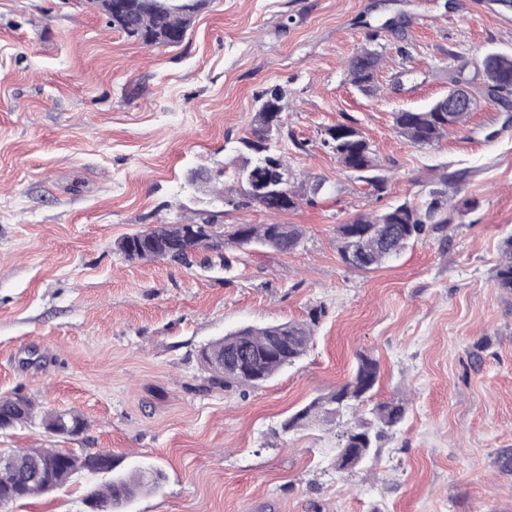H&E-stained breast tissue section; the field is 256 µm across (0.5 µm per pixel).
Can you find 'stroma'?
I'll use <instances>...</instances> for the list:
<instances>
[{
  "mask_svg": "<svg viewBox=\"0 0 512 512\" xmlns=\"http://www.w3.org/2000/svg\"><path fill=\"white\" fill-rule=\"evenodd\" d=\"M366 45L382 56L374 97L348 80ZM490 50L512 52L502 0H209L177 47L128 39L87 0H0V396L88 422L54 437L36 419L1 433L0 448L106 451L117 470H161L162 486L126 512H512V293L495 280L512 237V96L479 99L432 148L393 129L394 112L445 94L455 72L481 87ZM274 85L288 101L277 146L306 196L275 219L205 184ZM349 118L382 189L322 145ZM444 166L468 173L449 223L375 270L342 262L338 224L424 202ZM199 213L304 237L228 271L209 250L181 265L116 248ZM316 308L295 365L254 390L209 383L205 343ZM363 355L380 368L372 403L403 399L406 415L376 456L339 471L354 410L284 424ZM110 479L81 471L10 512H90L87 490Z\"/></svg>",
  "mask_w": 512,
  "mask_h": 512,
  "instance_id": "stroma-1",
  "label": "stroma"
}]
</instances>
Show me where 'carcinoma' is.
<instances>
[{"label":"carcinoma","instance_id":"cac0c4a2","mask_svg":"<svg viewBox=\"0 0 512 512\" xmlns=\"http://www.w3.org/2000/svg\"><path fill=\"white\" fill-rule=\"evenodd\" d=\"M209 0H123L122 8L112 14V27L123 32L127 38L146 47L182 45L200 12ZM364 55L371 58L369 64L354 59L349 64L351 82L364 94L373 96L379 92L376 73L381 56L373 51ZM484 92L491 99L505 98L512 94V79L495 85H487ZM285 93L275 85L264 90L256 101L259 102L250 129V135L240 139L242 149L248 157L240 165L224 168L218 172L223 188L217 191L224 204L238 208L251 203L257 204L272 215H279L297 209L304 196L293 185H288V205L279 206L260 195L250 187V175L254 169H263L277 174L289 171L285 156L272 142L267 128L275 118H281L285 108ZM470 112H440L433 104L423 110H401L393 114L395 132L417 147H433L449 132L464 128ZM336 136L322 141L341 166L361 174V178L379 189L382 180L373 175L378 160L369 140L355 142L345 138L343 131H357L347 122L332 127ZM466 172L444 173L437 184L441 188L430 191L433 200L415 205L404 202L390 207L376 215L360 214L344 224L336 225V249L341 260L349 263L348 256L355 248L361 250L366 262L356 269L371 271L383 263L398 257L410 244L424 238L432 224H447L448 188L459 189L465 181ZM215 218L207 217L189 224H159L153 239L142 241L138 233L129 234L118 241V250L129 260L154 261L170 259L188 263L199 250H219L229 246L246 252L254 245L268 247L277 252L288 253L300 246L303 231L294 224H236L227 235L213 230ZM497 287L512 292V239L506 242L502 259L496 272ZM321 313L315 311L305 322H286L264 327L243 326L218 338L198 351L201 367L210 374V381L224 387L259 388L275 374L302 358L314 334V326ZM378 379V364L375 360L360 356L352 379L336 392L314 400L299 414L288 420L286 428L291 429L301 420L323 415H336L353 404L359 406L368 401V393ZM21 406L12 398H0V421L12 420L23 425L38 416V404L26 395H18ZM403 401L392 399L376 404L369 410L371 418H360L357 423L341 435V448H364L372 452L387 428L399 424L405 416ZM41 422L48 432L63 426V431L78 435L86 428L85 419L75 411L46 412ZM0 460L14 464L15 472L24 475L30 469L45 462L54 466L48 474L51 485L42 481L28 480L21 484L18 494L10 503L42 497L49 488H58L80 470L97 472L99 468L90 455H76L58 448L0 449ZM165 476L162 471H148L137 466L127 473L112 477L102 488L92 491L93 512H124L128 503L140 492H152L161 486Z\"/></svg>","mask_w":512,"mask_h":512}]
</instances>
